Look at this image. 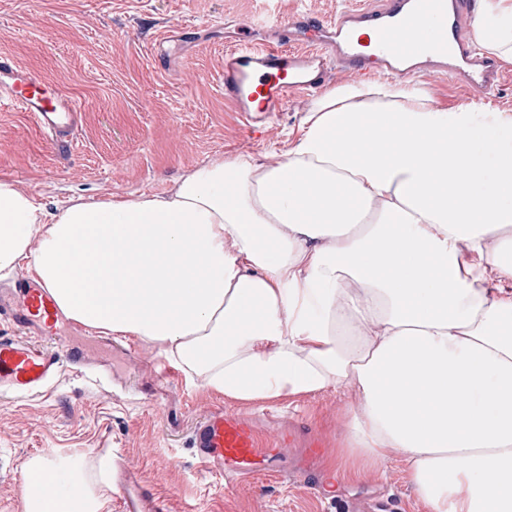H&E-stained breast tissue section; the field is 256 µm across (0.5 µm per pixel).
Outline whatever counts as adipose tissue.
I'll return each mask as SVG.
<instances>
[{"instance_id":"1","label":"adipose tissue","mask_w":512,"mask_h":512,"mask_svg":"<svg viewBox=\"0 0 512 512\" xmlns=\"http://www.w3.org/2000/svg\"><path fill=\"white\" fill-rule=\"evenodd\" d=\"M475 30L512 59V0H480ZM22 270L67 318L153 343L199 388L351 394L355 477L398 457L430 512H512V111L347 83L286 154L216 159L163 195L50 217L0 179V281ZM25 472L24 512H112L104 460Z\"/></svg>"}]
</instances>
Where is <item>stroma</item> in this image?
Wrapping results in <instances>:
<instances>
[{
    "label": "stroma",
    "instance_id": "obj_1",
    "mask_svg": "<svg viewBox=\"0 0 512 512\" xmlns=\"http://www.w3.org/2000/svg\"><path fill=\"white\" fill-rule=\"evenodd\" d=\"M368 0H0V54L47 74L85 107L67 149L27 113L0 112V179L55 213L76 199L162 195L189 170L247 155L255 165L288 150L315 93L298 94L249 132L224 101V50L263 43L269 27L303 11L330 21ZM47 345L84 353L41 391L0 393V512H24L25 464L34 456L110 452L137 474L166 512H428L400 460L355 480L336 456L345 447L347 398L247 403L197 388L179 369L160 375L156 347L133 336L93 337L63 320ZM253 417L265 439L306 431L323 442L303 476L301 449L285 448L271 473L233 486L202 471L192 432L217 410Z\"/></svg>",
    "mask_w": 512,
    "mask_h": 512
}]
</instances>
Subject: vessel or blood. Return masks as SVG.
Here are the masks:
<instances>
[{
    "instance_id": "1",
    "label": "vessel or blood",
    "mask_w": 512,
    "mask_h": 512,
    "mask_svg": "<svg viewBox=\"0 0 512 512\" xmlns=\"http://www.w3.org/2000/svg\"><path fill=\"white\" fill-rule=\"evenodd\" d=\"M466 0H371L369 6L316 22L297 15L283 23L273 45L244 44L224 53V97L249 126L282 111L290 96L326 81L331 65L366 80L377 75L422 78L441 72L474 94H487L502 78V65L477 51L465 30ZM0 104L29 113L53 142L70 145L83 110L42 72L19 67L0 54ZM57 316L45 288L18 277L0 294V318L27 329L29 339H0V389L37 390L63 369L64 352L34 343L44 320ZM192 446L203 469L227 480L266 470L277 457L255 425L221 411L199 422ZM126 512H140L148 497L121 473Z\"/></svg>"
}]
</instances>
